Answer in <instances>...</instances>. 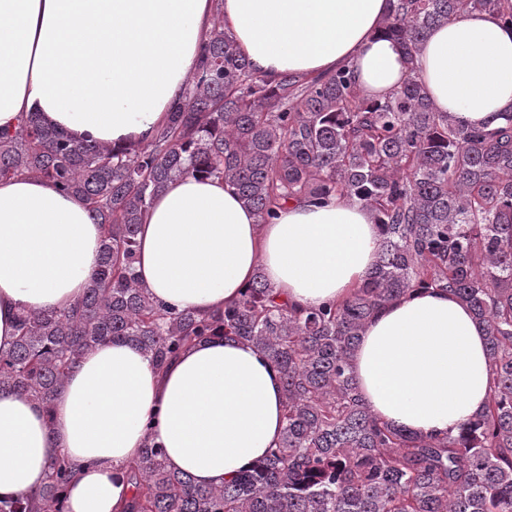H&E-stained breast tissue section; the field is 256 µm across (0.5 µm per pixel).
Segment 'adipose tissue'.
Wrapping results in <instances>:
<instances>
[{"mask_svg":"<svg viewBox=\"0 0 512 512\" xmlns=\"http://www.w3.org/2000/svg\"><path fill=\"white\" fill-rule=\"evenodd\" d=\"M386 11L387 0H0V129L36 112L80 142L148 143L218 14L260 76L346 65L382 101L413 69L456 121L492 128L512 112V25L477 11L449 19L410 63L380 32ZM102 240L78 195L26 174L0 180V351L22 312L82 297ZM137 241L153 300L211 315L259 271L298 306L343 300L372 271L380 233L370 209L347 197L293 201L263 224L224 181L186 176L153 197ZM352 366L377 418L423 435L456 434L491 387L484 329L434 288L383 306ZM282 429L280 373L251 344L206 338L159 370L136 346L104 343L79 357L52 417L0 391V498L39 490L64 454L75 466L69 512H123L125 473L146 438L169 468L219 486L275 447Z\"/></svg>","mask_w":512,"mask_h":512,"instance_id":"1","label":"adipose tissue"}]
</instances>
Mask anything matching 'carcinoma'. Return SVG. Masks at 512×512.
I'll use <instances>...</instances> for the list:
<instances>
[{
	"instance_id": "obj_1",
	"label": "carcinoma",
	"mask_w": 512,
	"mask_h": 512,
	"mask_svg": "<svg viewBox=\"0 0 512 512\" xmlns=\"http://www.w3.org/2000/svg\"><path fill=\"white\" fill-rule=\"evenodd\" d=\"M473 11L512 23V0H388L381 32L409 64L427 33ZM45 178L80 196L105 228L82 299L24 311L0 352V390L46 414L82 353L138 346L164 368L195 341L249 343L283 378L277 447L221 486L168 468L146 438L128 479L126 512H512V115L486 131L434 107L415 72L384 101L353 71L298 79L255 74L216 17L195 72L145 145L76 142L36 112L0 132V180ZM220 178L263 223L290 200L355 199L374 213L373 271L348 297L298 309L257 273L224 312L199 317L160 305L136 272L137 231L151 199L177 178ZM438 288L486 333L493 387L484 412L455 435L406 432L374 416L352 369L356 344L383 305ZM71 466L50 464L38 494L0 512H66Z\"/></svg>"
}]
</instances>
